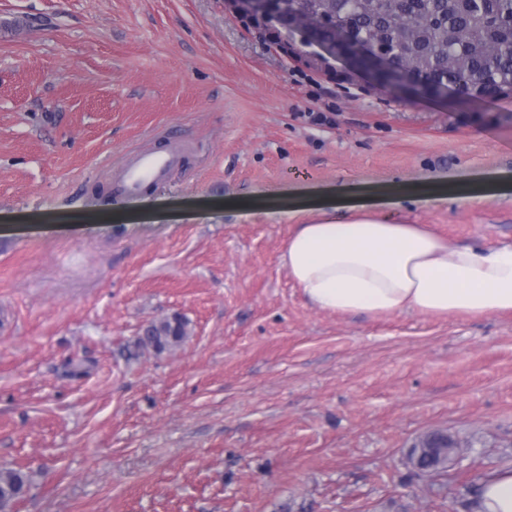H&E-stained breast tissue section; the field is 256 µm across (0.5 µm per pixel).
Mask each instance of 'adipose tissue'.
<instances>
[{
	"mask_svg": "<svg viewBox=\"0 0 512 512\" xmlns=\"http://www.w3.org/2000/svg\"><path fill=\"white\" fill-rule=\"evenodd\" d=\"M284 261L309 301L335 313L512 311V246H451L425 225L363 207L319 209L290 236ZM474 510L512 512V468L483 481Z\"/></svg>",
	"mask_w": 512,
	"mask_h": 512,
	"instance_id": "obj_1",
	"label": "adipose tissue"
}]
</instances>
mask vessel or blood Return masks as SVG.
<instances>
[{
    "label": "vessel or blood",
    "instance_id": "b4317fda",
    "mask_svg": "<svg viewBox=\"0 0 512 512\" xmlns=\"http://www.w3.org/2000/svg\"><path fill=\"white\" fill-rule=\"evenodd\" d=\"M179 167L178 152L152 148L136 150L128 154L119 166L113 189L120 196L135 197L146 187L166 183Z\"/></svg>",
    "mask_w": 512,
    "mask_h": 512
}]
</instances>
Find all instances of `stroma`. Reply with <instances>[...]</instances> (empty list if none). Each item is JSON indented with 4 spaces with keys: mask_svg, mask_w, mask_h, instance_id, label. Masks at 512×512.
Listing matches in <instances>:
<instances>
[{
    "mask_svg": "<svg viewBox=\"0 0 512 512\" xmlns=\"http://www.w3.org/2000/svg\"><path fill=\"white\" fill-rule=\"evenodd\" d=\"M177 146L167 185L112 195L127 153ZM333 204L512 245V95L379 90L239 0H0L12 512H473L512 465V313L312 305L283 253ZM175 315L182 344L137 347ZM433 431L460 461L416 472Z\"/></svg>",
    "mask_w": 512,
    "mask_h": 512,
    "instance_id": "35a3bbf8",
    "label": "stroma"
}]
</instances>
